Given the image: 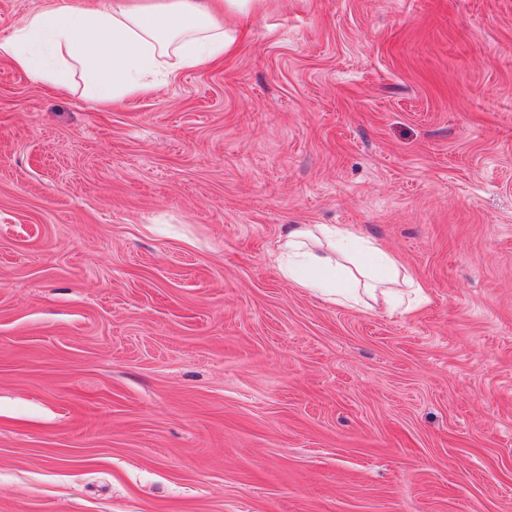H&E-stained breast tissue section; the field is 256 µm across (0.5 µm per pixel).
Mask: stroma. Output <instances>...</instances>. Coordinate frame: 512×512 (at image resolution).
Wrapping results in <instances>:
<instances>
[{
	"label": "stroma",
	"instance_id": "stroma-1",
	"mask_svg": "<svg viewBox=\"0 0 512 512\" xmlns=\"http://www.w3.org/2000/svg\"><path fill=\"white\" fill-rule=\"evenodd\" d=\"M85 85L0 57V512H512V0H269ZM289 224L424 303L295 287ZM278 244L273 261L281 275L330 303L372 308L369 299L402 314L423 299L400 261L351 226L292 224Z\"/></svg>",
	"mask_w": 512,
	"mask_h": 512
}]
</instances>
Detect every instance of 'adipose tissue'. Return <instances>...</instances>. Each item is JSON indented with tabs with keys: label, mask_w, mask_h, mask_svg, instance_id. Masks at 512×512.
I'll list each match as a JSON object with an SVG mask.
<instances>
[{
	"label": "adipose tissue",
	"mask_w": 512,
	"mask_h": 512,
	"mask_svg": "<svg viewBox=\"0 0 512 512\" xmlns=\"http://www.w3.org/2000/svg\"><path fill=\"white\" fill-rule=\"evenodd\" d=\"M264 2L53 0L0 39V57L56 90L80 69L91 97L108 104L155 93L170 66L222 62L237 28ZM273 261L285 279L333 304L371 303L402 314L423 299L422 285L400 261L350 226L290 225Z\"/></svg>",
	"instance_id": "1"
}]
</instances>
